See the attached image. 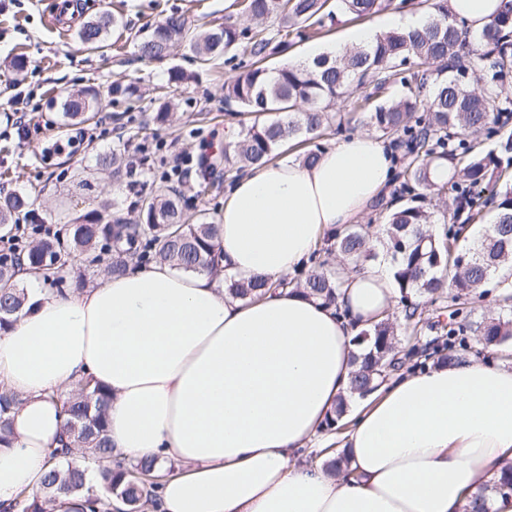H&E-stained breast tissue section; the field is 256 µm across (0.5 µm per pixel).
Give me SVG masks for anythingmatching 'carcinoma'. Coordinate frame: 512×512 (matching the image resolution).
Segmentation results:
<instances>
[{
	"instance_id": "obj_1",
	"label": "carcinoma",
	"mask_w": 512,
	"mask_h": 512,
	"mask_svg": "<svg viewBox=\"0 0 512 512\" xmlns=\"http://www.w3.org/2000/svg\"><path fill=\"white\" fill-rule=\"evenodd\" d=\"M394 6V0H241L242 12L260 25L254 32L232 24H218L197 30L177 12L144 29L136 38L138 58L154 61L166 57L179 43L190 49L205 66L214 65L250 40L255 58L249 68L224 84V101L245 112L264 117L245 128L237 139L224 145L220 160L224 171L242 172L253 165L269 163L276 152L291 141L308 145L300 155L303 162L315 163L321 147L311 146L331 126L341 131L346 114L330 111L337 98L350 94L353 82L371 78L375 91L386 88L398 72L408 66L410 96L396 102L378 103L366 96L354 100V109L368 115L371 126L404 148L403 182L391 200L382 205L383 220L379 242L395 261L393 273L403 306L406 336L399 338L396 317H386L362 329L354 338L361 352L354 356L355 369L350 395L359 398L373 392L387 373L399 371L409 357L443 349L448 342L432 339L420 344L427 331L440 321L424 317L425 305L445 298L451 302L476 294L494 277L504 289L503 300L512 298L509 277L498 276L501 267L512 264V181L506 172L512 166V138L502 145L503 157L494 150L479 148L478 138L498 133L512 121V0L481 31L468 33L455 27L457 17L448 9V0H432L431 15L423 30L385 32L368 46L345 47L336 55H322L299 66L270 68L265 65L272 42L266 21L277 23L279 44L288 45L290 31L304 23L325 28L324 20L338 11L353 20H364ZM118 20L105 15L87 21L78 32L79 43L99 49ZM138 86L121 80L112 82V96L133 99ZM426 99V111L418 103ZM98 95L83 91L61 103L66 120L87 122L93 118ZM162 146L141 145L136 163L122 164L117 152L98 159L116 176L132 177L151 170L161 162ZM175 176L166 177L168 186L157 194L140 199L145 205V223H109L94 209L67 218L64 228L44 239L20 247L17 260L0 257V332H6L33 305L25 289L15 280L21 259L43 273L52 292L63 295L79 287L72 257L82 255L92 268L106 263V274L121 275L130 262L144 266L167 262L188 271L218 272L219 225L202 216H187L180 206L181 192ZM454 193L457 208L474 219L482 209L496 205L497 214L486 233L472 246L456 244L459 230L450 228L446 238L430 229L432 212L427 196ZM29 206V198L15 194L0 199V226L14 225L13 216ZM327 254L336 253L353 266H363L373 257L366 233L353 225L328 238ZM318 269L300 284L303 292L331 304L336 302L342 279L325 269L328 260L314 252ZM268 287L265 281H242L224 276V288L238 298L258 296ZM448 312V337L471 334L486 349L512 341V319L490 316L479 323L457 319ZM110 394L102 387L81 382L63 405L65 428L73 446L51 453L42 495L19 493L0 512H48L47 505L59 496L79 498L81 512H99L98 491L121 501L126 512H144L156 502L159 476L154 461L127 465L114 453L106 434ZM19 396L0 384V445H10V419ZM96 464V483L88 479V469L73 464L72 448Z\"/></svg>"
}]
</instances>
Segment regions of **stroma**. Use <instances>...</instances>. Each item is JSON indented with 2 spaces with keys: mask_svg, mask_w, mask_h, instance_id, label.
<instances>
[{
  "mask_svg": "<svg viewBox=\"0 0 512 512\" xmlns=\"http://www.w3.org/2000/svg\"><path fill=\"white\" fill-rule=\"evenodd\" d=\"M106 12L119 16L121 25L111 30L103 49L82 50L77 32L86 21ZM174 12L184 14L195 27L218 24L227 17L239 27L249 25L239 0H80L77 12L71 14L62 12L61 0H0V78L12 88L11 94H0L1 195L34 198V212L52 229L61 227L62 213L79 216L104 201L114 202V215L140 221L135 194L126 183L115 182L111 173L97 166L99 155L117 148V139L80 145L61 154L52 151V144L65 140L72 131L58 119L60 98L69 91L96 90L97 127L121 125L127 139L146 132L163 143L168 155L197 157L204 145L220 146L225 136L252 124L250 114L229 113L224 104L225 82L251 62L248 43H240L230 59L211 69L199 67L190 50L182 46L161 61L136 57L133 38L138 30ZM326 27L327 35L293 38L288 50L269 58V66L304 62L309 48L316 44H347L357 24L340 15ZM18 58L25 66L16 73L11 65ZM173 67L187 74V82H169L168 72ZM118 79L137 82L140 99L134 106L114 100L112 83ZM163 101L170 106V119L159 125L153 116ZM18 109L41 127L30 139H20L12 124ZM232 180V174H225L218 188L207 193L200 192L196 184H187L182 189L183 210L190 215L203 211L217 218Z\"/></svg>",
  "mask_w": 512,
  "mask_h": 512,
  "instance_id": "1",
  "label": "stroma"
}]
</instances>
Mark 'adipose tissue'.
<instances>
[{
	"mask_svg": "<svg viewBox=\"0 0 512 512\" xmlns=\"http://www.w3.org/2000/svg\"><path fill=\"white\" fill-rule=\"evenodd\" d=\"M392 152L367 134L246 171L224 197L218 262L266 280L256 299L166 263L66 296L21 268L33 313L0 335V382L20 402L0 448V503L39 493L63 432L62 402L88 380L111 396L108 436L127 461L174 466L158 512H464L512 464V368L464 358L400 374L354 412L324 461L306 444L348 396L353 338L392 309V264L348 270L334 304L278 287L323 238L356 223L389 181ZM344 457L345 473L328 463Z\"/></svg>",
	"mask_w": 512,
	"mask_h": 512,
	"instance_id": "obj_1",
	"label": "adipose tissue"
}]
</instances>
